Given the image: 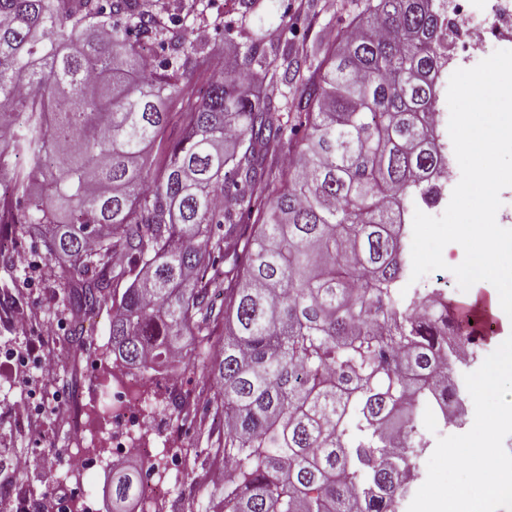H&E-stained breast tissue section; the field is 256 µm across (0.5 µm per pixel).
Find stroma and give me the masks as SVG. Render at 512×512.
Instances as JSON below:
<instances>
[{
    "label": "stroma",
    "mask_w": 512,
    "mask_h": 512,
    "mask_svg": "<svg viewBox=\"0 0 512 512\" xmlns=\"http://www.w3.org/2000/svg\"><path fill=\"white\" fill-rule=\"evenodd\" d=\"M156 26L139 35V43L153 48V66L180 65L181 60L162 43L163 29L182 24L193 45H220L225 53L257 43L265 50L283 48L285 42L328 40L351 20L357 0H257L255 14L239 9L237 0H209L205 11H192V0H151ZM26 264H17V255ZM68 285L57 262L40 240L16 234L10 248H0V484L10 496L6 512H86L87 500H100L105 476L112 473V456L104 449L102 436H78L70 428L66 404L71 391L94 386L88 362L104 358L109 342L113 307L103 302L97 321L87 330V339L71 348L63 340L72 325ZM31 312L34 323L19 329L11 321L16 310ZM43 343L55 354L53 372L36 369L13 371L5 363L6 349H24ZM182 390L196 400L193 423L178 432V419L170 417L164 398L165 381L154 377L149 391L150 411L163 424L162 435L169 448H204L202 431L212 424L208 400L211 382L190 366L176 375ZM43 410L36 426L17 419L23 407ZM99 449L100 469L79 472L85 452ZM26 460L24 469L14 467L15 457ZM194 476L168 478L172 493L181 499L182 512H201L214 489L205 479L212 464L204 459L186 461Z\"/></svg>",
    "instance_id": "1"
}]
</instances>
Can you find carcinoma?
<instances>
[{
	"label": "carcinoma",
	"instance_id": "obj_1",
	"mask_svg": "<svg viewBox=\"0 0 512 512\" xmlns=\"http://www.w3.org/2000/svg\"><path fill=\"white\" fill-rule=\"evenodd\" d=\"M444 19L441 0H365L335 39L255 43L218 76L220 47L174 28L182 65L146 74L144 0H0V219L69 262L68 343L134 264L112 354L150 376L177 351L214 381L224 428L189 449L224 467L205 512H390L423 410L457 402L450 367L494 333L403 286L401 201L446 166ZM278 85L298 91L282 109ZM111 492L112 512L147 498L119 464Z\"/></svg>",
	"mask_w": 512,
	"mask_h": 512
}]
</instances>
